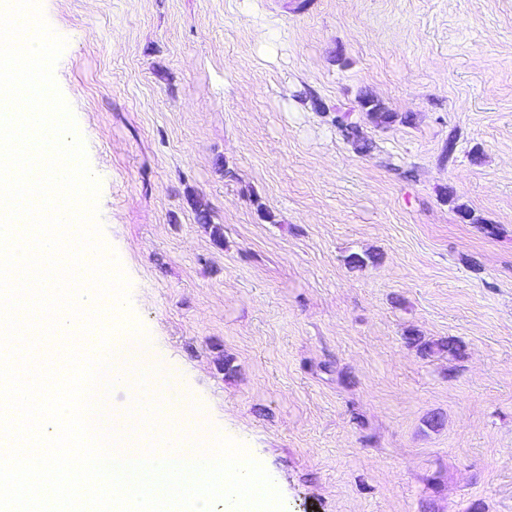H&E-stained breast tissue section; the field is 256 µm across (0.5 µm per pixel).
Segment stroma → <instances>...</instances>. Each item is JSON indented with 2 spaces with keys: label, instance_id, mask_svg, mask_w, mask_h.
Returning <instances> with one entry per match:
<instances>
[{
  "label": "stroma",
  "instance_id": "obj_1",
  "mask_svg": "<svg viewBox=\"0 0 512 512\" xmlns=\"http://www.w3.org/2000/svg\"><path fill=\"white\" fill-rule=\"evenodd\" d=\"M41 6L127 319L285 512H512V0ZM358 101L362 112H364L376 126H390L398 118L396 112L389 110L381 100L367 89L360 90ZM334 122L344 139L350 143L358 153L364 154L371 152L373 148L372 142L366 136L358 122L352 120L347 125H342L339 123L337 115Z\"/></svg>",
  "mask_w": 512,
  "mask_h": 512
}]
</instances>
